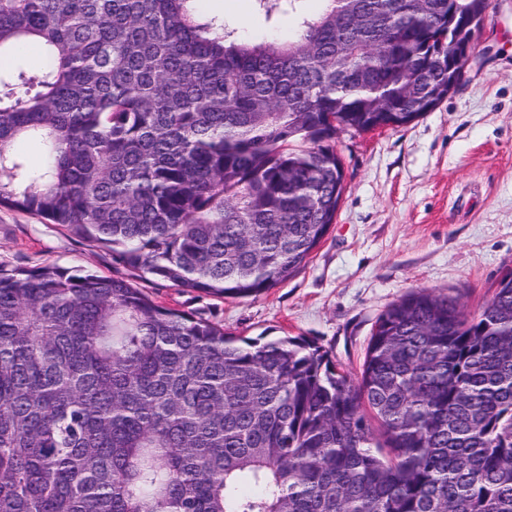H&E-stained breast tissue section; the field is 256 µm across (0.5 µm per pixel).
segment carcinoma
<instances>
[{
	"mask_svg": "<svg viewBox=\"0 0 512 512\" xmlns=\"http://www.w3.org/2000/svg\"><path fill=\"white\" fill-rule=\"evenodd\" d=\"M321 2L254 41L198 0H0V207L184 292L287 281L336 220V134L432 111L486 5ZM0 512H512V272L474 316L402 296L355 378L129 277L0 266Z\"/></svg>",
	"mask_w": 512,
	"mask_h": 512,
	"instance_id": "obj_1",
	"label": "carcinoma"
}]
</instances>
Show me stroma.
<instances>
[{
  "mask_svg": "<svg viewBox=\"0 0 512 512\" xmlns=\"http://www.w3.org/2000/svg\"><path fill=\"white\" fill-rule=\"evenodd\" d=\"M245 37L285 36L297 18L267 23L254 0H201ZM345 190L320 247L286 282L254 297L184 293L143 282L158 304L242 338L303 336L360 374L379 315L427 288L470 314L512 271V0H487L456 86L433 111L399 128L339 132ZM58 265L108 276L128 270L110 246L39 216L0 208V266Z\"/></svg>",
  "mask_w": 512,
  "mask_h": 512,
  "instance_id": "stroma-1",
  "label": "stroma"
}]
</instances>
